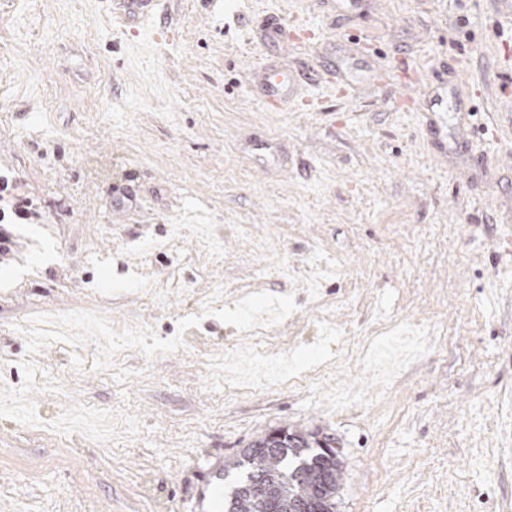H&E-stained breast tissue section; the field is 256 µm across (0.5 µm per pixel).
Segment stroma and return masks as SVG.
<instances>
[{
  "instance_id": "35a3bbf8",
  "label": "stroma",
  "mask_w": 512,
  "mask_h": 512,
  "mask_svg": "<svg viewBox=\"0 0 512 512\" xmlns=\"http://www.w3.org/2000/svg\"><path fill=\"white\" fill-rule=\"evenodd\" d=\"M505 2L0 0V177L41 210L0 264V512H193L289 426L336 435L337 512H512ZM261 314L290 382L228 394ZM380 317L447 332L385 403ZM295 81L296 78L288 72L268 76L262 84V90L267 95L265 101L278 107L288 104V95Z\"/></svg>"
}]
</instances>
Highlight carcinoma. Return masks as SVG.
Masks as SVG:
<instances>
[{
  "mask_svg": "<svg viewBox=\"0 0 512 512\" xmlns=\"http://www.w3.org/2000/svg\"><path fill=\"white\" fill-rule=\"evenodd\" d=\"M243 473L224 512H336L343 462L336 437L280 428L224 460V474Z\"/></svg>",
  "mask_w": 512,
  "mask_h": 512,
  "instance_id": "cac0c4a2",
  "label": "carcinoma"
}]
</instances>
